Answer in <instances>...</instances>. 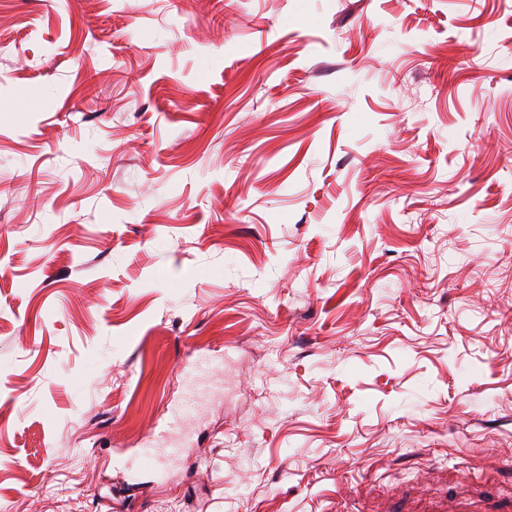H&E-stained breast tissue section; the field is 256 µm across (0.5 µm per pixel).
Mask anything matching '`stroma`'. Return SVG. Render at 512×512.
<instances>
[{"instance_id": "obj_1", "label": "stroma", "mask_w": 512, "mask_h": 512, "mask_svg": "<svg viewBox=\"0 0 512 512\" xmlns=\"http://www.w3.org/2000/svg\"><path fill=\"white\" fill-rule=\"evenodd\" d=\"M507 496L512 0H0V512Z\"/></svg>"}]
</instances>
